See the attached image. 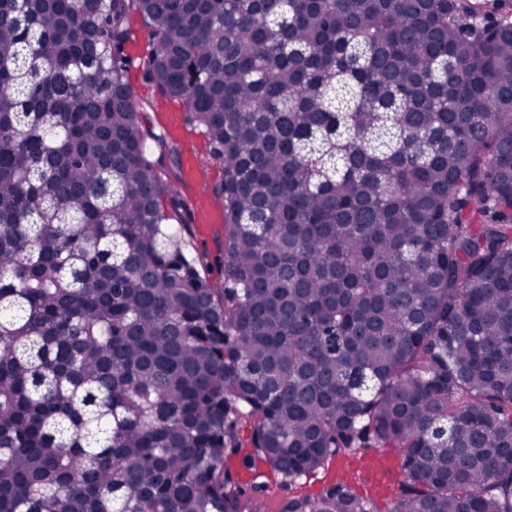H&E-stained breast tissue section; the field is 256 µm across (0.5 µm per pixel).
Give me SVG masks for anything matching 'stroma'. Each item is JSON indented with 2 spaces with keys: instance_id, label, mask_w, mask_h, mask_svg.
I'll return each instance as SVG.
<instances>
[{
  "instance_id": "stroma-1",
  "label": "stroma",
  "mask_w": 512,
  "mask_h": 512,
  "mask_svg": "<svg viewBox=\"0 0 512 512\" xmlns=\"http://www.w3.org/2000/svg\"><path fill=\"white\" fill-rule=\"evenodd\" d=\"M151 48L147 28L140 18H132L126 54L138 120L178 149L175 159L160 164L159 174L186 201L191 225L188 251L206 258L209 280L219 288L224 284V200L213 187L223 179L224 170L213 160L206 135L189 120L183 103L161 97L145 80L143 61Z\"/></svg>"
}]
</instances>
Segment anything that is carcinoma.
Segmentation results:
<instances>
[{
	"mask_svg": "<svg viewBox=\"0 0 512 512\" xmlns=\"http://www.w3.org/2000/svg\"><path fill=\"white\" fill-rule=\"evenodd\" d=\"M371 448L389 512H512V0H0V512H380L298 483ZM151 48L148 29L138 16H133L126 54L130 60L128 79L138 120L142 126L163 133L178 148L174 161L165 157L158 171L188 204L192 232L188 252L206 258L210 282L215 288H222L224 199L212 189L223 179L224 170L212 159L208 138L201 127L189 120L183 103L161 97L145 80L142 65ZM262 470L265 471V476L259 478L258 482H264L265 487L263 488L262 492H259L258 494L252 493L254 495H258L262 498L267 497H278V505L276 511H266V512H279L280 505L283 500H285L288 497V486L284 485L279 477H277L275 474L270 473L264 466H261ZM271 492H276L277 494H272Z\"/></svg>",
	"mask_w": 512,
	"mask_h": 512,
	"instance_id": "cac0c4a2",
	"label": "carcinoma"
}]
</instances>
